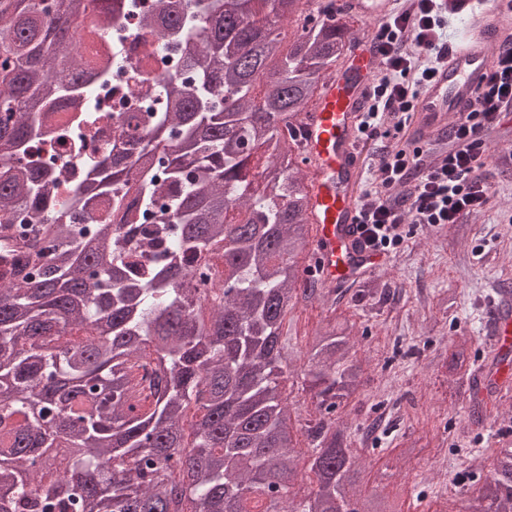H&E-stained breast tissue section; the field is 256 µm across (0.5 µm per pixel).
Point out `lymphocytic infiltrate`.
<instances>
[{
	"instance_id": "lymphocytic-infiltrate-1",
	"label": "lymphocytic infiltrate",
	"mask_w": 512,
	"mask_h": 512,
	"mask_svg": "<svg viewBox=\"0 0 512 512\" xmlns=\"http://www.w3.org/2000/svg\"><path fill=\"white\" fill-rule=\"evenodd\" d=\"M446 23L437 0H415L411 9L394 14L378 35L385 76L359 126L362 145L377 141L385 122L403 133L420 91L448 56L438 41ZM512 112V42L498 52L476 107L448 135V149L435 162L414 143H391L365 166L368 186L357 222L366 244L389 253L403 245L405 223L437 227L481 212L489 187L480 175L486 161L482 133Z\"/></svg>"
}]
</instances>
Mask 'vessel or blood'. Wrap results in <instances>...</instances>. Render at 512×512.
I'll list each match as a JSON object with an SVG mask.
<instances>
[{"label":"vessel or blood","instance_id":"1","mask_svg":"<svg viewBox=\"0 0 512 512\" xmlns=\"http://www.w3.org/2000/svg\"><path fill=\"white\" fill-rule=\"evenodd\" d=\"M454 5L462 27L446 63L421 91L413 119L414 128L431 134L444 133L450 119L473 110L491 69L490 45L499 37L493 18L511 10L512 0H455ZM395 6L396 0H340L338 9L382 24ZM377 58V52L367 48L356 52L350 69L338 70L320 88L302 123L300 147L307 165L314 242L308 272L330 287L380 264L358 228L354 193L361 169L357 124ZM491 323L496 351H512V310L493 308Z\"/></svg>","mask_w":512,"mask_h":512}]
</instances>
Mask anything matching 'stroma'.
Wrapping results in <instances>:
<instances>
[{
	"instance_id": "35a3bbf8",
	"label": "stroma",
	"mask_w": 512,
	"mask_h": 512,
	"mask_svg": "<svg viewBox=\"0 0 512 512\" xmlns=\"http://www.w3.org/2000/svg\"><path fill=\"white\" fill-rule=\"evenodd\" d=\"M490 186L485 210L437 228L406 225V243L382 270L347 281L335 309L302 303L288 316L286 349L294 361L284 394L293 414L306 415L296 355L306 335L337 311L358 321L355 352L367 372L359 396L338 406L337 425L363 438L374 419L387 432L365 440L368 489L395 498L402 512H443L461 486L483 483L493 471L490 449L512 443V400H489L482 422L469 416L467 386L448 373V352L467 338V360L480 368L490 345L487 316L494 285L512 279V165L486 160ZM360 288L381 293L382 304L356 309ZM455 291L453 306L441 293ZM416 441L413 459L399 458L403 439Z\"/></svg>"
}]
</instances>
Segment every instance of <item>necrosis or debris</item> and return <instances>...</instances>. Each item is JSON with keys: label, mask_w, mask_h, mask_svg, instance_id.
I'll list each match as a JSON object with an SVG mask.
<instances>
[{"label": "necrosis or debris", "mask_w": 512, "mask_h": 512, "mask_svg": "<svg viewBox=\"0 0 512 512\" xmlns=\"http://www.w3.org/2000/svg\"><path fill=\"white\" fill-rule=\"evenodd\" d=\"M158 6L159 0H138L136 11L114 13L106 23L96 11H89L88 24L96 31L93 50L108 62L111 76L96 93L99 122L79 142L55 140L41 148L43 163L57 172L60 201H67L90 165L119 143L122 127L141 123L147 113L156 111L160 77H183L177 48L144 34L138 24L140 13Z\"/></svg>", "instance_id": "1"}]
</instances>
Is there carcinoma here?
<instances>
[{
    "mask_svg": "<svg viewBox=\"0 0 512 512\" xmlns=\"http://www.w3.org/2000/svg\"><path fill=\"white\" fill-rule=\"evenodd\" d=\"M192 79L162 82L161 110L121 134L69 209L53 168L29 159L92 119L102 83L78 51L88 0H0V225L28 213L40 247L31 277L0 283V512H396L362 488L360 455L330 414L357 395L356 324L307 338L302 391L312 418L292 423L282 336L300 302L329 301L306 282L308 200L286 133L354 41L347 15H308L281 50L279 20L301 0H160ZM75 29L64 42L60 32ZM53 100L79 102L55 119ZM152 143L167 152L149 154ZM134 181L135 197L126 201ZM166 216L139 223L161 194ZM102 198L123 223L87 232L77 208ZM212 278L208 296L194 285ZM465 344L448 356L466 368ZM65 438V467L44 457ZM312 486L295 490L298 477ZM463 512H512V448L465 498Z\"/></svg>",
    "mask_w": 512,
    "mask_h": 512,
    "instance_id": "obj_1",
    "label": "carcinoma"
}]
</instances>
